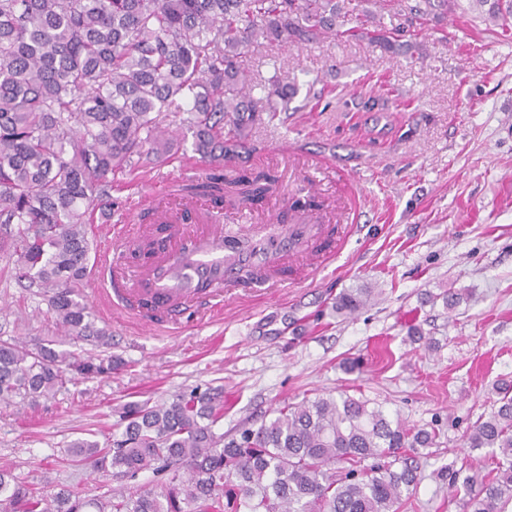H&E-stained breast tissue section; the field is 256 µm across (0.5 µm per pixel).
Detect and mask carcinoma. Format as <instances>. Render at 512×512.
I'll use <instances>...</instances> for the list:
<instances>
[{"instance_id":"obj_1","label":"carcinoma","mask_w":512,"mask_h":512,"mask_svg":"<svg viewBox=\"0 0 512 512\" xmlns=\"http://www.w3.org/2000/svg\"><path fill=\"white\" fill-rule=\"evenodd\" d=\"M404 26L376 27L370 40L388 52L427 15L431 0H391ZM492 18L512 19V0H472ZM353 0H0V224H13L18 277L41 290L71 340L106 345L77 300L88 271L86 226L110 198L112 176L137 159L166 160L173 143L154 136L166 112L189 113L193 152L212 169L176 184L232 208L274 194L269 171L239 164L251 129L271 97L296 94L275 75L266 98L247 90L242 62L262 44L316 43L355 36ZM360 289L336 308L365 305ZM112 357L79 360L50 342L33 348L0 341V402L35 401L68 382L112 372ZM496 408L464 435L490 448L497 466L459 478L473 487L464 512H508L512 505V381L496 385ZM224 403L195 390L169 403H130L121 430L100 443L77 438L75 460L131 478L169 473L161 490H120L84 500L61 489L35 494L0 466V512H399L417 467L400 450L430 448L436 429H408L347 394L285 405L256 429L212 430Z\"/></svg>"}]
</instances>
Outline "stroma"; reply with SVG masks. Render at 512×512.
Here are the masks:
<instances>
[{
  "label": "stroma",
  "mask_w": 512,
  "mask_h": 512,
  "mask_svg": "<svg viewBox=\"0 0 512 512\" xmlns=\"http://www.w3.org/2000/svg\"><path fill=\"white\" fill-rule=\"evenodd\" d=\"M404 40L420 45L422 57L332 36L261 46L244 59L258 98L265 79L282 71L302 95L323 82L324 108L291 109L255 126L251 163L276 175L283 198L315 194L314 219L354 205L343 249L294 286L225 294L219 311L187 313L174 333L108 320L89 274L80 298L111 333L122 366L33 403L0 404V466L38 494L67 488L105 499L130 487L156 490L165 475L102 476L72 464L66 448L111 435L124 404H160L195 388L223 396L215 430L227 434L260 426L284 404L345 392L391 420L440 431L437 445L412 455L420 482L400 512H463L448 472L493 469L488 450L463 439L492 411L498 381L512 379V36L456 0ZM319 154L331 168L308 166ZM207 172L177 158L117 175L106 207L120 215L127 201ZM359 288L372 289L370 300L352 314L336 311L337 298ZM447 290L462 295L451 310L435 299ZM413 323L421 340L408 334ZM6 339L51 340L78 358L99 352L64 336L39 289L19 282L0 251Z\"/></svg>",
  "instance_id": "1"
}]
</instances>
